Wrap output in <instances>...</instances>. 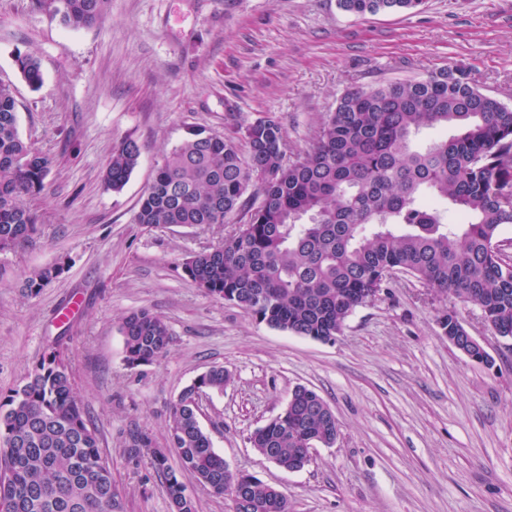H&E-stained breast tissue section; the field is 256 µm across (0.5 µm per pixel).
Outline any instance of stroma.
<instances>
[{"instance_id": "35a3bbf8", "label": "stroma", "mask_w": 512, "mask_h": 512, "mask_svg": "<svg viewBox=\"0 0 512 512\" xmlns=\"http://www.w3.org/2000/svg\"><path fill=\"white\" fill-rule=\"evenodd\" d=\"M20 53L41 63L38 90L17 72ZM454 65L512 106V0H425L366 16L337 0H109L106 17L80 30L32 0H0V82L14 89L21 136L52 161L31 200L32 241L0 253V396L62 345L122 512H170L163 477L129 450L140 433L166 447L173 402L218 365L230 380L201 396L202 429L231 470L282 491L293 512H512V338L485 326L476 304L398 273L322 343L271 328L185 275L183 260L222 242L241 214L205 230L135 221L189 130L238 137L272 116L290 151L303 152L347 89ZM128 136L140 163L115 193L103 170ZM54 264L56 279L22 294L24 272ZM452 308L493 366L442 335L437 319ZM140 309L167 321L172 344L131 368L120 326ZM298 385L330 406L339 436L288 472L250 437Z\"/></svg>"}]
</instances>
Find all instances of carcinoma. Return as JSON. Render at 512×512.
Masks as SVG:
<instances>
[{"label":"carcinoma","mask_w":512,"mask_h":512,"mask_svg":"<svg viewBox=\"0 0 512 512\" xmlns=\"http://www.w3.org/2000/svg\"><path fill=\"white\" fill-rule=\"evenodd\" d=\"M109 0H36L72 29L106 15ZM356 16L411 11L423 0H337ZM16 67L32 88L40 61L18 54ZM457 133L423 150L410 147L424 128ZM246 152L217 133L193 131L166 156L141 197L135 220L147 226L222 224L240 212L237 231L183 262L204 292L281 331L321 342L342 335L348 317L383 288L394 270L443 295L477 304L499 336L512 338V261L499 248L512 224V108L477 89L464 67L434 70L414 81L346 90L323 120L317 141L287 157L280 123L243 128ZM138 143L112 145L104 182L120 192L139 165ZM51 159L18 131L17 101L0 82V252L30 241L38 223L29 198L44 189ZM258 187L257 198L246 196ZM445 200L463 219L448 223ZM61 273L57 265L25 274L30 297ZM444 336L468 358L483 357L463 339L456 312L437 319ZM126 365L167 355L172 334L149 310L121 325ZM229 374L214 366L183 388L172 405L168 442L178 465L145 435L130 450L166 483L170 507L196 512L189 477L213 494L237 483L234 512H291L288 498L260 479L231 471L201 428L196 395L224 391ZM339 424L312 389L296 386L283 411L251 437L252 447L288 471L303 469L308 444L331 447ZM112 469L73 383L70 359L52 348L27 381L0 401V512H120Z\"/></svg>","instance_id":"carcinoma-1"}]
</instances>
